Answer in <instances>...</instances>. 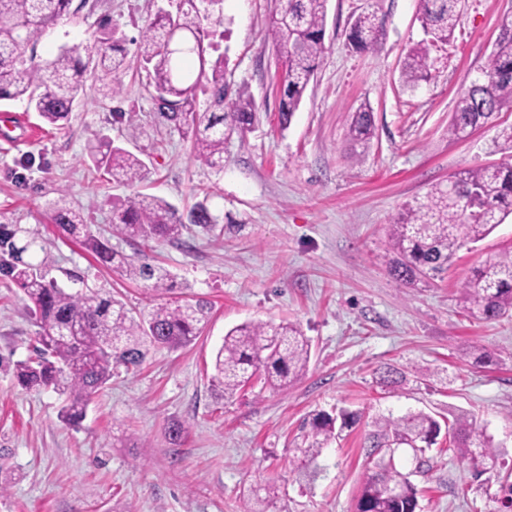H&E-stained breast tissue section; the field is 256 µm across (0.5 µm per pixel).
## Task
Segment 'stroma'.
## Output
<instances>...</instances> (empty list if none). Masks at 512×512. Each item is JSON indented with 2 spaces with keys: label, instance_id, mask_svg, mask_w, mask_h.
I'll return each mask as SVG.
<instances>
[{
  "label": "stroma",
  "instance_id": "stroma-1",
  "mask_svg": "<svg viewBox=\"0 0 512 512\" xmlns=\"http://www.w3.org/2000/svg\"><path fill=\"white\" fill-rule=\"evenodd\" d=\"M175 8L174 0H89L47 32L37 57L89 46L102 19L135 55L147 21ZM510 10L512 0H461L447 45L429 49L428 80L411 88L400 68L425 37L419 0H328L317 74L283 129L282 65L267 35L272 4L223 0L207 25L224 57L229 96L250 95L257 120L245 137L225 141L220 171L194 159L183 131L154 120L149 78L137 66L104 106L92 75H84L61 129L25 100L1 101L0 119L23 114L34 133L0 141V227L39 229L30 258L48 260L59 285L99 290L136 318L155 303L142 282L99 265L80 240L48 223L59 195L132 258L138 244L111 227L113 206L132 192L182 210L206 200L223 225L191 227L149 253L151 264L169 271L173 296L210 303L199 338L150 348L139 370L115 371L79 426L59 420L62 395L25 389L0 369V512H243L259 484L275 489L267 512H356L378 459L370 437L382 418L417 411L473 420L498 453L494 468L477 477L440 446L420 461L397 449V471L419 491L417 512H512L500 493L512 483V318L477 320L461 304L473 269L512 247V215L461 247L434 285L402 287L387 265L389 226L404 206L459 170L511 157L497 145L501 127L512 124L507 108L464 139L448 137L458 95L481 76L498 20ZM365 11L383 25L375 54L347 40ZM362 108L374 124L364 148L348 136L351 114ZM108 141L144 161L147 176L136 188L96 169L91 152ZM247 321L297 324L311 356L288 389L256 386L227 402L212 386V360L225 332ZM37 332L23 292L0 275V356L27 360ZM476 348L494 362L477 363ZM388 366L403 375L391 392L378 383ZM343 409L359 413V423L324 449L315 479L299 477L295 441L303 423ZM175 424L184 428L176 442Z\"/></svg>",
  "mask_w": 512,
  "mask_h": 512
}]
</instances>
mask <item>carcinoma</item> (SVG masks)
<instances>
[{"mask_svg":"<svg viewBox=\"0 0 512 512\" xmlns=\"http://www.w3.org/2000/svg\"><path fill=\"white\" fill-rule=\"evenodd\" d=\"M73 0H0V100L24 99L51 125L69 120L87 66H78L76 49H62L53 58L36 61V49L44 34L57 22L78 10ZM202 0H180L176 13L160 12L142 31L137 61L148 73L152 99L159 103L157 117L184 129L193 142L199 163L224 168V139L236 133L243 137L256 119L253 99L242 93L224 111V66L209 65V33L201 12ZM460 0H420L422 23L432 43H446L454 29ZM327 0H273L268 38L283 60L279 123L287 127L301 103L324 52ZM499 34L488 56L482 77L471 82L458 97L448 125V137L460 139L481 128L495 113L512 108V12L498 23ZM382 24L373 12L359 15L347 39L358 49L372 53L380 48ZM98 47L88 57L98 82L100 102L120 93V74L129 68L127 53L111 38L96 39ZM428 48L418 44L408 51L402 67L404 84L415 86L428 78ZM210 90L212 111L196 110L198 90ZM348 135L365 145L374 136L371 112L359 110L351 117ZM96 167L113 181L132 185L144 178L145 164L119 146L92 155ZM512 213V164H494L462 169L445 186H434L426 195L407 205L390 225L393 255L389 273L406 288L432 284L444 278L457 250L485 238L503 218ZM49 221L61 232L83 239L97 261L119 273L146 283L147 291L162 297L170 291V274L160 267L140 262L112 249L94 234L82 214L62 194L49 212ZM217 216L202 202L183 215L167 200L134 194L115 208L113 232L151 243L180 240L184 228L196 224L211 230ZM37 244V232L16 228L0 233V248L11 261L0 264L23 291L27 309L40 328L35 357L12 362L0 357V365L12 369L18 384L26 389L54 388L66 394L61 421L79 424L86 416L94 394L112 377L119 365L136 368L143 362L146 345L186 346L201 333L208 303L186 299L167 300L153 306L136 321L123 304L96 294L68 292L48 277L47 260H24L23 254ZM464 310L473 318L498 320L512 314V249L476 267L462 296ZM309 340L292 323H243L224 335L214 359L213 382L221 398L229 400L255 378L263 387L284 389L307 371ZM357 421L352 412L335 418L317 412L305 422L297 451L310 465L339 432ZM440 422L424 412L383 419L372 443L389 452L406 447L422 455L437 443ZM448 437L458 457L481 475L494 464L490 440L474 424L460 417L448 426ZM418 490L392 464L368 474L358 499L357 512H416Z\"/></svg>","mask_w":512,"mask_h":512,"instance_id":"cac0c4a2","label":"carcinoma"}]
</instances>
